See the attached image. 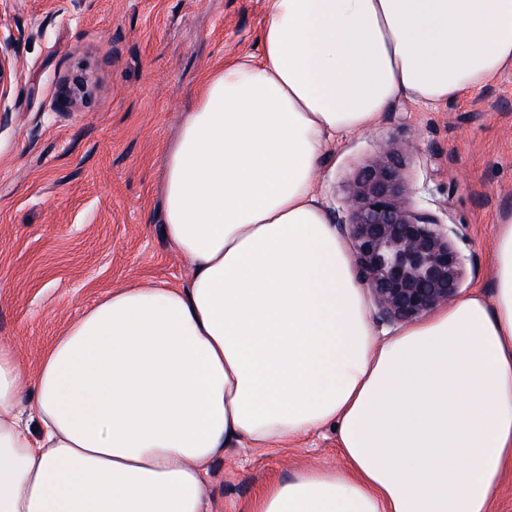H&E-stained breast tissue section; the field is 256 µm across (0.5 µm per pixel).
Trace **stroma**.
Wrapping results in <instances>:
<instances>
[{"label":"stroma","mask_w":512,"mask_h":512,"mask_svg":"<svg viewBox=\"0 0 512 512\" xmlns=\"http://www.w3.org/2000/svg\"><path fill=\"white\" fill-rule=\"evenodd\" d=\"M263 0H0V342L27 367L119 284L177 282L162 233V161L200 76L255 54ZM393 139L414 206L464 227L461 294L492 292L493 228L512 214V71L432 109L407 100L338 141L320 191L332 224L355 174ZM332 426L212 467L211 512H250L270 483L343 468Z\"/></svg>","instance_id":"1"}]
</instances>
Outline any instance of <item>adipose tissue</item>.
Listing matches in <instances>:
<instances>
[{
    "mask_svg": "<svg viewBox=\"0 0 512 512\" xmlns=\"http://www.w3.org/2000/svg\"><path fill=\"white\" fill-rule=\"evenodd\" d=\"M162 164L179 284L117 286L27 370L0 344V512H210V463L335 425L251 512H494L512 474V216L491 295L378 340L319 193L337 137L512 71V0H265Z\"/></svg>",
    "mask_w": 512,
    "mask_h": 512,
    "instance_id": "ef3b65f1",
    "label": "adipose tissue"
}]
</instances>
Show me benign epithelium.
Masks as SVG:
<instances>
[{
    "label": "benign epithelium",
    "mask_w": 512,
    "mask_h": 512,
    "mask_svg": "<svg viewBox=\"0 0 512 512\" xmlns=\"http://www.w3.org/2000/svg\"><path fill=\"white\" fill-rule=\"evenodd\" d=\"M344 229L355 277L381 319L408 324L457 296L464 259L455 239L464 225L443 224L412 206L393 144L350 184Z\"/></svg>",
    "instance_id": "obj_1"
}]
</instances>
